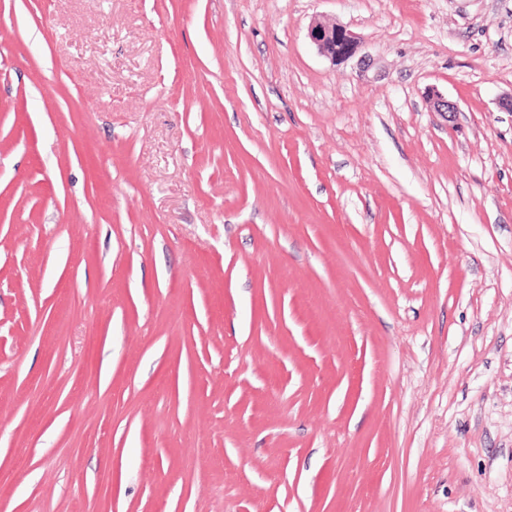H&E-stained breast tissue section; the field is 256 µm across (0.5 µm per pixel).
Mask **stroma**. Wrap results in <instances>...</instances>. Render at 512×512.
Here are the masks:
<instances>
[{"label": "stroma", "instance_id": "35a3bbf8", "mask_svg": "<svg viewBox=\"0 0 512 512\" xmlns=\"http://www.w3.org/2000/svg\"><path fill=\"white\" fill-rule=\"evenodd\" d=\"M510 95L512 0H0V512H512ZM308 38L318 51L333 62H344L355 56L360 38L350 29L336 23L313 21Z\"/></svg>", "mask_w": 512, "mask_h": 512}]
</instances>
